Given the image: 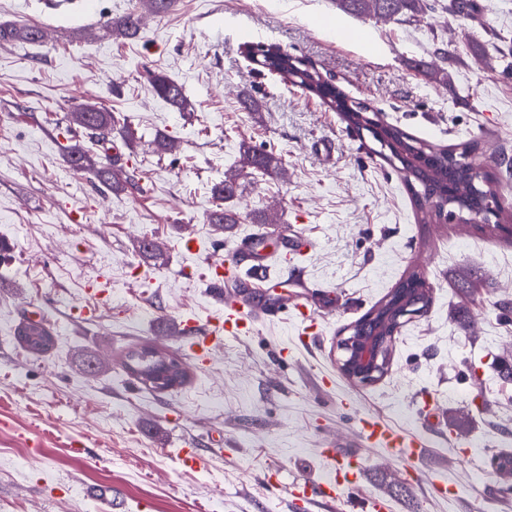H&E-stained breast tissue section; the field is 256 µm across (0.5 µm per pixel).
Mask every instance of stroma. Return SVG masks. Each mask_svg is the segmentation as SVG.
<instances>
[{"mask_svg": "<svg viewBox=\"0 0 512 512\" xmlns=\"http://www.w3.org/2000/svg\"><path fill=\"white\" fill-rule=\"evenodd\" d=\"M135 13L132 38L105 36L103 21ZM34 25L39 42H0V512H107L85 495L106 483L125 512H309L291 483L324 473L321 442L365 459L338 499L375 496L387 512H512L497 493L494 458L512 455V322L497 300L512 298V239L461 222L421 223L404 177L377 154L370 135L347 129L318 96L255 65L247 48L277 44L313 66L382 122L437 148L475 145L505 214L512 179V0H477L470 16L438 12L382 21L337 10L334 0H0V25ZM436 60L433 82L414 66ZM182 84L193 105L179 112L159 99L148 71ZM262 102L246 111L242 94ZM83 105L112 112L139 133L112 142V165L137 172L144 187L116 194L75 173L64 159V117ZM175 142L157 156L153 140ZM273 152L284 172L242 182L239 224L208 221L212 187L234 171L241 142ZM81 211L73 223L72 211ZM273 217L266 249V307L283 279L299 284L318 332L301 342L290 304L225 338L206 366L188 363L190 383L151 391L127 375L121 351L149 341L184 355L174 334L190 314L206 320L221 304L203 278L225 247ZM199 245L188 254L184 237ZM149 239L164 252L145 258ZM431 292L426 315L401 327L391 368L369 386L336 366L339 336L410 271ZM480 280L479 291L462 288ZM106 284L100 303L92 280ZM91 306L93 323L73 324ZM40 320L58 338L41 357L16 341ZM100 359L97 371L88 362ZM332 387L323 388L322 379ZM370 414L421 438L414 469L357 439ZM195 440L198 468L177 454ZM279 473L278 486L263 479ZM443 481L447 493L434 484Z\"/></svg>", "mask_w": 512, "mask_h": 512, "instance_id": "obj_1", "label": "stroma"}]
</instances>
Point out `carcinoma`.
Returning a JSON list of instances; mask_svg holds the SVG:
<instances>
[{"mask_svg": "<svg viewBox=\"0 0 512 512\" xmlns=\"http://www.w3.org/2000/svg\"><path fill=\"white\" fill-rule=\"evenodd\" d=\"M336 6L356 17H377L391 20L399 16L415 17L427 12H446L456 17L469 14L471 0H336ZM103 29L113 36L130 38L139 30V18L129 14L118 20L108 21ZM41 38L40 29L34 26L1 25L0 40L9 42L21 40L37 42ZM263 57L261 64L279 71L293 85H310L313 94L323 99L329 107L343 116L348 126L359 130L380 128L382 139L378 140L381 149L389 150L391 156L399 157L404 180L415 197L419 190L425 196L436 200L453 197L460 201L472 199V176L469 165L457 164L448 160V151L435 148L421 140L408 136L397 126H379L378 121L367 115V108L360 106L349 109L345 105L346 96L336 90L325 91V82L315 71L292 70L295 60L281 51L275 44L263 45L259 49ZM148 82L153 93L179 112L191 109L183 86L162 73H148ZM69 125L83 129L90 145L76 142L65 148L70 165L92 182H100L115 193H139L142 191L139 178L121 169H114L101 161L98 148L112 141L117 135L126 142L135 139V132L127 125H117L111 112L90 107H80L65 116ZM280 172V159L271 152L260 150L243 141L239 146L236 174L224 176V180L214 185L213 193L219 204L209 214V223L228 229L240 223L239 214L230 206L240 190L239 179L248 175L277 174ZM17 341L30 354L42 356L55 346V336L40 323L30 322L17 331ZM143 371L136 379L145 388L153 391L175 390L190 381V374L180 358L165 353L149 344H136L127 348L122 355V366L126 373H133L131 366Z\"/></svg>", "mask_w": 512, "mask_h": 512, "instance_id": "carcinoma-1", "label": "carcinoma"}]
</instances>
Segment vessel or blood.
I'll return each mask as SVG.
<instances>
[{"instance_id":"b4317fda","label":"vessel or blood","mask_w":512,"mask_h":512,"mask_svg":"<svg viewBox=\"0 0 512 512\" xmlns=\"http://www.w3.org/2000/svg\"><path fill=\"white\" fill-rule=\"evenodd\" d=\"M248 247L247 241H240L226 250L223 259L208 266L207 285L224 300L222 316L205 324L191 316L182 317L178 322L180 335L190 339L187 352L198 364H207L214 345L223 342L225 337L246 333L256 322V310L241 296L224 290L225 282L238 278L240 270L243 269L248 271L253 282L261 283L266 280V261L244 262L243 255L247 253ZM358 433L362 443L386 449L395 459L409 464L418 461L425 452L421 439L395 430L373 416L367 415L359 419ZM335 447V440L328 439L323 443L322 455L330 465L328 478L318 480L304 477L292 485L293 495L319 503L322 512H334L338 485H345L356 479L363 467L364 459L360 452L340 454Z\"/></svg>"}]
</instances>
